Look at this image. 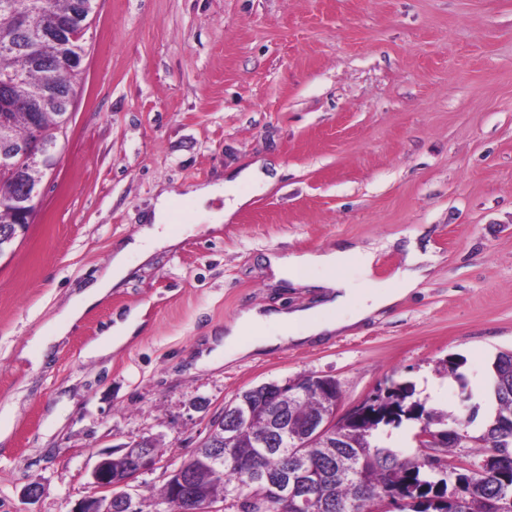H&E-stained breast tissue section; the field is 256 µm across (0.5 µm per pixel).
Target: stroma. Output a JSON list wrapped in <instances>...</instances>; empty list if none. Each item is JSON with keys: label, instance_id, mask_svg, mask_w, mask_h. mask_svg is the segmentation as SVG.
Here are the masks:
<instances>
[{"label": "stroma", "instance_id": "obj_1", "mask_svg": "<svg viewBox=\"0 0 512 512\" xmlns=\"http://www.w3.org/2000/svg\"><path fill=\"white\" fill-rule=\"evenodd\" d=\"M83 45L57 166L0 256V512H71L98 453L149 435L162 461L139 493L161 512L169 471L226 403L307 374L336 380L344 411L409 381L481 432L491 365L512 351V0H96ZM258 160L275 182L240 185L249 201L222 227L199 222L191 191ZM165 191L184 205L175 245L39 359ZM412 243L425 279L363 324L198 368L243 309L314 303L266 254L372 248L391 280ZM135 309L138 334L87 358Z\"/></svg>", "mask_w": 512, "mask_h": 512}]
</instances>
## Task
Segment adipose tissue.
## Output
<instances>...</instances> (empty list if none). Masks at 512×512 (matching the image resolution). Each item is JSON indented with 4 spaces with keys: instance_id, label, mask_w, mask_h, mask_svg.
Returning a JSON list of instances; mask_svg holds the SVG:
<instances>
[{
    "instance_id": "1",
    "label": "adipose tissue",
    "mask_w": 512,
    "mask_h": 512,
    "mask_svg": "<svg viewBox=\"0 0 512 512\" xmlns=\"http://www.w3.org/2000/svg\"><path fill=\"white\" fill-rule=\"evenodd\" d=\"M243 182L261 190L268 188L273 178L265 163L258 161L243 169L237 179L199 187L194 197L200 205L223 198V209L210 214L212 221L218 223L227 220L245 205V198L236 193L238 184ZM169 205L168 195H161L150 223L144 224L133 241L114 248L108 268L96 275L65 307L57 326L58 335H65L90 308L111 294L113 288L128 276L133 259L147 260L155 247L169 244L170 239L166 237L163 228ZM374 259L373 251L359 248L325 253L306 252L287 257L267 255L266 262L275 277L326 289L325 301L317 307L292 311H243L226 329L225 360L231 361L241 355L285 342H302L351 328L376 312L393 306L414 291L423 279L419 268L421 258L417 251H409L407 267L399 272L398 285L394 288L389 287L387 282L371 279ZM351 265L356 266L364 275L363 284L336 277V270ZM141 323V315L136 311L116 320L88 347L87 357L109 355L112 349L120 347L134 336Z\"/></svg>"
}]
</instances>
